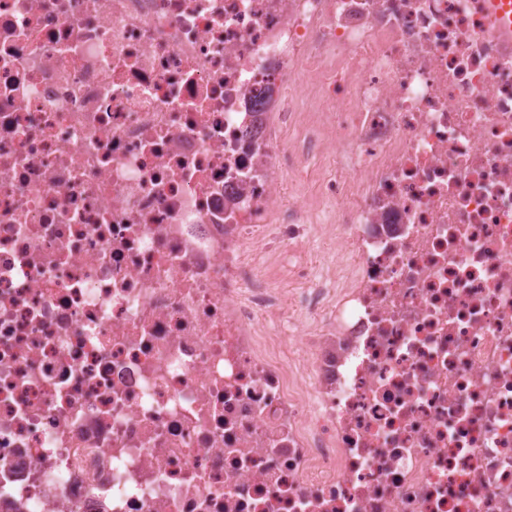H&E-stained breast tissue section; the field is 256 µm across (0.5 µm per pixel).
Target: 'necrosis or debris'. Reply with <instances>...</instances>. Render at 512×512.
Here are the masks:
<instances>
[{"label":"necrosis or debris","mask_w":512,"mask_h":512,"mask_svg":"<svg viewBox=\"0 0 512 512\" xmlns=\"http://www.w3.org/2000/svg\"><path fill=\"white\" fill-rule=\"evenodd\" d=\"M0 512H512L485 0H0Z\"/></svg>","instance_id":"obj_1"}]
</instances>
